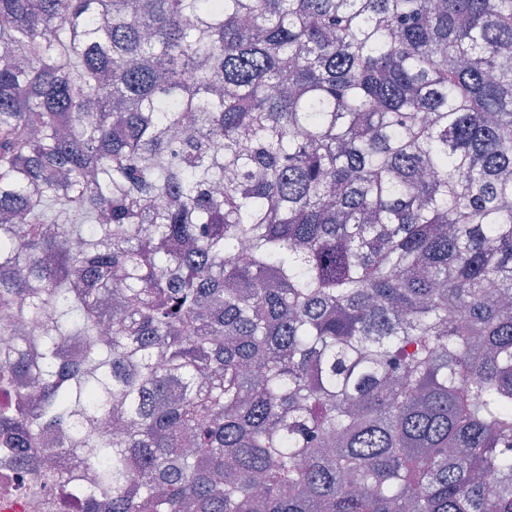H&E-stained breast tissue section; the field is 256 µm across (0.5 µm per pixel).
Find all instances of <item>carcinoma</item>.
<instances>
[{
  "mask_svg": "<svg viewBox=\"0 0 512 512\" xmlns=\"http://www.w3.org/2000/svg\"><path fill=\"white\" fill-rule=\"evenodd\" d=\"M0 391L84 512H512V0H0Z\"/></svg>",
  "mask_w": 512,
  "mask_h": 512,
  "instance_id": "cac0c4a2",
  "label": "carcinoma"
}]
</instances>
